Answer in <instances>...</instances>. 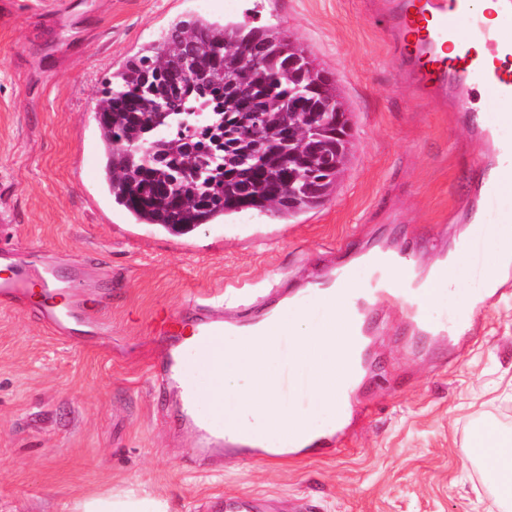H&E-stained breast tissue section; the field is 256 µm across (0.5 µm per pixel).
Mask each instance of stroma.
Listing matches in <instances>:
<instances>
[{"label": "stroma", "instance_id": "1", "mask_svg": "<svg viewBox=\"0 0 512 512\" xmlns=\"http://www.w3.org/2000/svg\"><path fill=\"white\" fill-rule=\"evenodd\" d=\"M51 2L0 14V235L15 262L86 267L76 291L99 325L64 339L31 306L0 307V512H66L126 489L170 512H224L238 493L258 497L259 512H495L472 441L487 421L512 430V297L484 309L449 356L398 306L374 307L372 371L357 387L373 410L328 452L192 462L176 392L153 378L191 302L244 283L245 321L297 296L315 327L324 310L305 288L350 266L351 252L388 242L423 268L466 234L479 147L465 117L399 84L373 0H88L67 26ZM197 14L277 26L331 73L352 146L322 206L287 220L243 212L184 235L113 206L100 92L173 20Z\"/></svg>", "mask_w": 512, "mask_h": 512}]
</instances>
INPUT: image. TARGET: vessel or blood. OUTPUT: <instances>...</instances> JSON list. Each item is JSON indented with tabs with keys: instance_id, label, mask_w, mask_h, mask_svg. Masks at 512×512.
I'll use <instances>...</instances> for the list:
<instances>
[{
	"instance_id": "b4317fda",
	"label": "vessel or blood",
	"mask_w": 512,
	"mask_h": 512,
	"mask_svg": "<svg viewBox=\"0 0 512 512\" xmlns=\"http://www.w3.org/2000/svg\"><path fill=\"white\" fill-rule=\"evenodd\" d=\"M378 8L387 18L389 39L403 60L401 80L404 84L437 95L454 112L470 111V98L480 86L486 89L487 110L512 104V0H501V16L494 29L483 23L472 7V0H380ZM452 44L457 46L458 52L451 57L447 51ZM473 133L485 145L488 164L468 219L472 222L482 220L484 211L495 208L501 221L512 222V209L502 211L498 208L502 193L512 191V141L496 138L486 124L474 125ZM468 250L475 273L479 278L488 279L490 286L483 296L459 313L456 326L460 329L469 325L473 314L512 289L511 272L488 277L483 268L479 236L469 239ZM372 259L378 269L375 279L366 285L362 298L350 301L346 332L354 344H361L372 334L363 306L367 298L402 306L409 325L419 332L447 335L446 326L429 322L419 294H401L383 274L388 267L412 268V260L387 246L380 247ZM81 272V267H74L65 279L52 265L37 270L23 264L5 266L0 271V305L25 303L34 295H41L42 303L36 309L38 316L56 335L73 336L75 323L89 321L90 316L78 296H71L66 308L61 309L55 303L54 295L67 288L69 279L79 278ZM234 327V322L225 319L223 305L217 304L193 318L188 333L199 337L201 346L206 347L221 340L225 331ZM182 356L177 346L163 354V382L176 383L182 369ZM281 387L288 394L305 395L309 389L306 368L286 362ZM179 415L196 434L193 452L198 457L220 458L232 449L254 456L262 453L260 446L246 445L239 437L212 433L198 416L193 390L181 389Z\"/></svg>"
}]
</instances>
